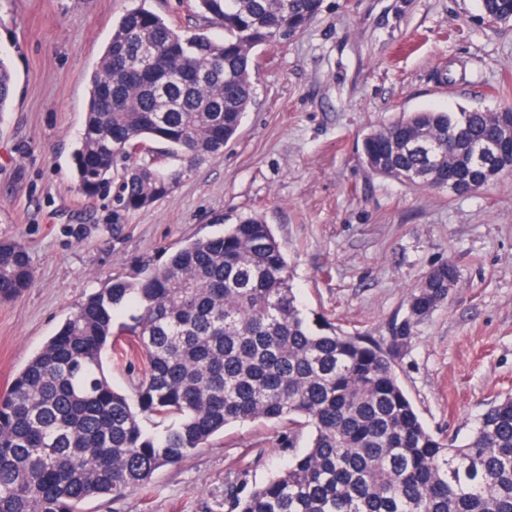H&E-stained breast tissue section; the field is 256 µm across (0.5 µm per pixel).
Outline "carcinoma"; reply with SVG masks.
<instances>
[{
  "instance_id": "obj_1",
  "label": "carcinoma",
  "mask_w": 512,
  "mask_h": 512,
  "mask_svg": "<svg viewBox=\"0 0 512 512\" xmlns=\"http://www.w3.org/2000/svg\"><path fill=\"white\" fill-rule=\"evenodd\" d=\"M322 0H193L184 32L140 4L112 26L90 78L75 153L81 192L96 196L118 163L149 145L182 162L221 152L253 101L257 50L299 34ZM493 22L512 0H481ZM223 30L215 38L210 27ZM13 75L0 58V111ZM509 112H410L373 127L362 153L373 176L409 189L476 192L512 164L473 179L471 147ZM177 171L125 168L119 201L141 210ZM451 261L411 288L387 339L314 329L299 308L272 229L250 216L188 241L134 280L90 294L0 392V512H82L149 485L234 423L288 422L310 442L266 483L230 485L227 512H512V396L492 402L462 444L424 425L395 367L418 325L448 301ZM26 247L0 240V301L22 295ZM145 373L134 397L116 389L107 351Z\"/></svg>"
}]
</instances>
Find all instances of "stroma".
I'll return each instance as SVG.
<instances>
[{
	"mask_svg": "<svg viewBox=\"0 0 512 512\" xmlns=\"http://www.w3.org/2000/svg\"><path fill=\"white\" fill-rule=\"evenodd\" d=\"M182 29L189 0H0V56L15 76L0 112V239L27 248L34 281L0 303V391L94 291L163 264L187 241L258 214L282 244L311 322L385 339L408 289L451 261L459 276L418 325L397 368L427 428L463 441L489 403L512 394V177L458 196L371 175L365 134L425 109L512 107V21L480 0H322L295 37L260 49L255 101L223 152L171 194L122 211L117 185L85 197L73 153L88 79L112 25L139 3ZM288 426L225 427L120 502L84 512H224L229 484L266 482L304 449Z\"/></svg>",
	"mask_w": 512,
	"mask_h": 512,
	"instance_id": "obj_1",
	"label": "stroma"
}]
</instances>
